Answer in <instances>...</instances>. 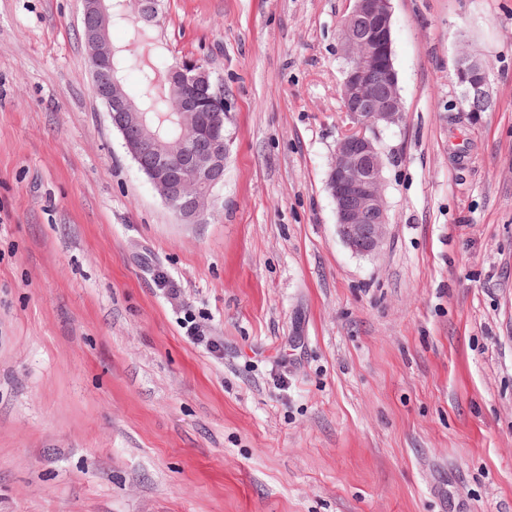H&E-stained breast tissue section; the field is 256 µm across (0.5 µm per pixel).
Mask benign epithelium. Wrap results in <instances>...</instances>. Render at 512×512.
<instances>
[{
    "label": "benign epithelium",
    "mask_w": 512,
    "mask_h": 512,
    "mask_svg": "<svg viewBox=\"0 0 512 512\" xmlns=\"http://www.w3.org/2000/svg\"><path fill=\"white\" fill-rule=\"evenodd\" d=\"M341 23L347 61L342 84L344 112L350 128L336 144L326 186L336 209L342 241L356 254L372 255L382 247L388 225L383 193L384 160L373 137L381 127L403 118L400 98L395 106H378L381 93L396 87L393 62L391 0H351ZM82 30L88 50L92 86L120 134L126 153L146 176L163 203L185 224L201 222L213 189L223 184L230 154L224 134V87L220 79L193 59L173 64L169 86L180 90L175 115L184 135L165 142L115 76L116 49L110 39L112 0H82ZM158 0H134L131 23L158 17ZM455 73L463 98L472 91L489 97L477 59L461 57Z\"/></svg>",
    "instance_id": "benign-epithelium-1"
}]
</instances>
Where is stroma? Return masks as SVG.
Returning a JSON list of instances; mask_svg holds the SVG:
<instances>
[{
	"label": "stroma",
	"mask_w": 512,
	"mask_h": 512,
	"mask_svg": "<svg viewBox=\"0 0 512 512\" xmlns=\"http://www.w3.org/2000/svg\"><path fill=\"white\" fill-rule=\"evenodd\" d=\"M391 6L366 256L326 189L349 0H161L152 49L224 85L198 224L95 97L81 0H0V512H512V0ZM455 73L459 78V84L463 88V98L465 100L471 91H478L484 97L490 99L482 68L477 59L468 56L461 57L457 62ZM182 328L186 329V337L194 345L204 346L207 353L214 359L220 360L224 357V342L215 336H206L202 325L197 323L191 315H185L181 322Z\"/></svg>",
	"instance_id": "1"
}]
</instances>
